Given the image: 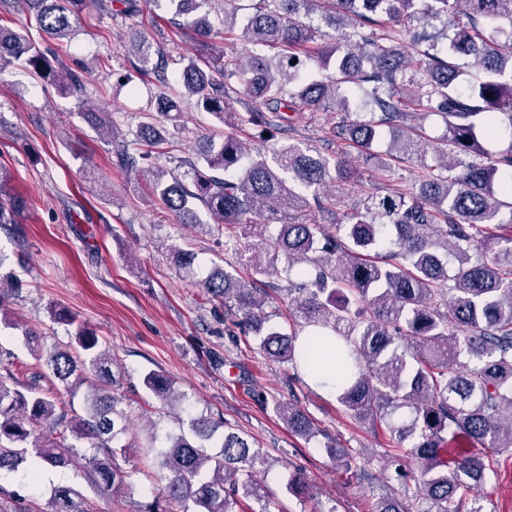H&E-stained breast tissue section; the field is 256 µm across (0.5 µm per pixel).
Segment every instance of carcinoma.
I'll return each mask as SVG.
<instances>
[{
    "label": "carcinoma",
    "mask_w": 512,
    "mask_h": 512,
    "mask_svg": "<svg viewBox=\"0 0 512 512\" xmlns=\"http://www.w3.org/2000/svg\"><path fill=\"white\" fill-rule=\"evenodd\" d=\"M29 19L50 40L70 37L91 0H21ZM177 19L191 49L167 55L138 31L126 46L138 75L153 74L174 94H161L151 122L134 139L112 145L120 167L139 173L178 223L203 205L214 229L252 239L242 275L237 262L211 272L200 286L224 302L233 324L256 337L265 359L295 368L313 362L302 340L320 336L342 379L336 398L362 425L396 441L398 456L418 466L408 478L395 469L374 512H484L475 486L499 465L496 454L512 449V0H224L222 27L198 11L209 0H152ZM387 28L380 34L378 29ZM241 47L225 52L226 35ZM258 46L277 50L271 58ZM22 62L85 106L98 130L112 121L86 101L84 76L61 70L56 51L35 44L26 29L0 26V65ZM239 79L240 88L229 84ZM492 97H487V93ZM246 98L247 116L236 119L233 96ZM196 99L216 123L230 128L219 143L205 142L189 163L191 185L138 141H165L166 123L181 117L178 99ZM361 107L380 118L344 121L338 139L370 155L383 128L391 132V162H416L417 182L384 195L369 193L338 228L307 223L291 211L320 204L318 191L348 176L343 161L296 143L251 144L244 126L273 138L291 127L297 112ZM438 115L446 133L427 143L408 117ZM508 117L509 144L499 116ZM433 150L444 164L428 165ZM312 191V201L297 192ZM10 176L0 170V227L13 223ZM492 257H483L482 251ZM275 275V289L294 306L288 332L270 323L272 295L258 277ZM48 373L22 382L0 376V470L31 472L65 468L82 456L90 480L104 490L132 485L133 471L119 463L131 449L155 471L157 495L143 512H284L272 491L253 479L267 455L235 432H218L205 416L187 419L189 432L122 443L127 433L126 397L112 371V357L98 336L80 328L66 348H43L25 332ZM91 383L83 413L68 415L53 391L70 388L71 377ZM48 379L51 387L42 389ZM143 386L167 406L173 381L150 372ZM411 416L393 419L400 409ZM275 414L296 436L310 439L312 419L291 401H277ZM217 452L211 453L209 449ZM346 472L364 469L362 454L327 445ZM253 498L255 511L243 504ZM53 512H85L68 486L53 492Z\"/></svg>",
    "instance_id": "1"
}]
</instances>
